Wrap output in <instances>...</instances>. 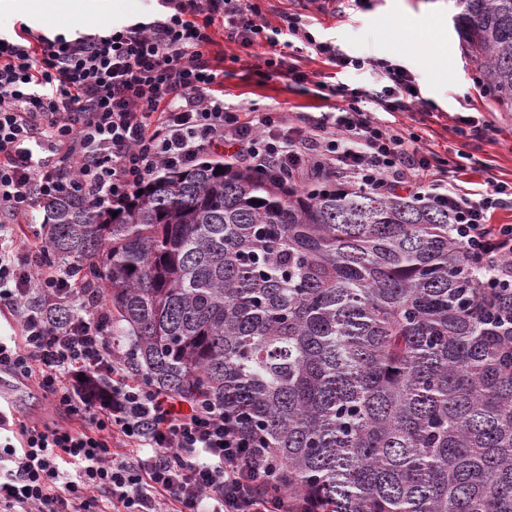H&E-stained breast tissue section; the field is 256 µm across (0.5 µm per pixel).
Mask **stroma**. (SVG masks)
Returning <instances> with one entry per match:
<instances>
[{"instance_id": "35a3bbf8", "label": "stroma", "mask_w": 512, "mask_h": 512, "mask_svg": "<svg viewBox=\"0 0 512 512\" xmlns=\"http://www.w3.org/2000/svg\"><path fill=\"white\" fill-rule=\"evenodd\" d=\"M433 0H264L263 22L278 25L284 12L303 14L312 33L336 41L347 54L358 58L384 59L407 68L415 78L418 97L397 122L426 137L443 159L459 161L461 154L490 160V171L469 169L467 178L481 183L486 177L512 182V112L499 111L496 103L476 80L477 66L468 58L454 27L458 11L455 0H442L445 12L433 21L428 12ZM402 23L429 44L425 53H408L399 48L387 31ZM210 56H218L224 67V102L253 106L263 112L292 116L298 112H331L342 105L337 95L319 98L308 89L292 84L287 77L264 78L256 67L268 57L270 48L260 43L249 54L238 55L235 46L216 41ZM473 115L489 121L485 142L474 146L456 128V118Z\"/></svg>"}]
</instances>
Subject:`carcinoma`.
Segmentation results:
<instances>
[{
	"instance_id": "carcinoma-1",
	"label": "carcinoma",
	"mask_w": 512,
	"mask_h": 512,
	"mask_svg": "<svg viewBox=\"0 0 512 512\" xmlns=\"http://www.w3.org/2000/svg\"><path fill=\"white\" fill-rule=\"evenodd\" d=\"M457 5L512 109V0ZM34 208L53 261L124 326L128 375L239 415L296 512H512V257L476 264L447 210L209 156L119 205ZM72 315L45 309L57 330Z\"/></svg>"
}]
</instances>
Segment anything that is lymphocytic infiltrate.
Returning <instances> with one entry per match:
<instances>
[{
    "label": "lymphocytic infiltrate",
    "mask_w": 512,
    "mask_h": 512,
    "mask_svg": "<svg viewBox=\"0 0 512 512\" xmlns=\"http://www.w3.org/2000/svg\"><path fill=\"white\" fill-rule=\"evenodd\" d=\"M155 2L144 19L72 39L24 23L0 35V214L10 218L0 224V317L10 329L0 369L35 383L67 418L52 427L0 406V512H291L287 497L265 493L279 461L236 414L130 379L126 353L105 336L106 314L83 308L68 267L22 253L15 220L67 181L118 202L163 169L222 152L297 182L350 176L382 193L417 189L447 208L478 264L512 254V224L490 221L512 183L462 190L461 166L382 120L412 95L405 67L373 63L381 89L339 88L343 106L317 116L231 108L223 70L203 53L215 33L243 52L265 42L264 76L286 72L319 97L328 85L311 82L301 53L341 69L354 60L299 14L263 23L261 0ZM36 296L81 308L56 331Z\"/></svg>",
    "instance_id": "1"
}]
</instances>
